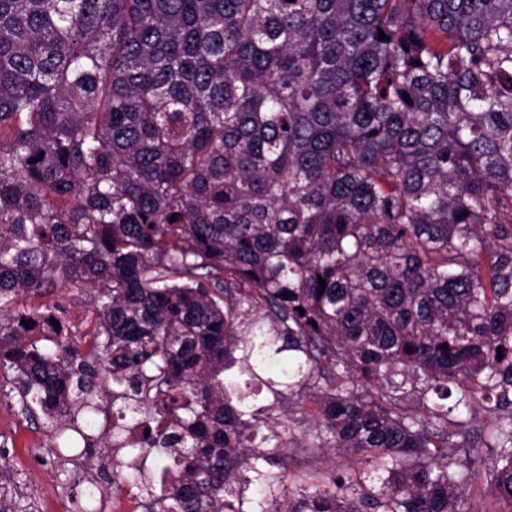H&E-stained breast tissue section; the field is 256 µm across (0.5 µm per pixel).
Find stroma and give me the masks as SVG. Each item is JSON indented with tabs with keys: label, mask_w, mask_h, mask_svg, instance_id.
<instances>
[{
	"label": "stroma",
	"mask_w": 512,
	"mask_h": 512,
	"mask_svg": "<svg viewBox=\"0 0 512 512\" xmlns=\"http://www.w3.org/2000/svg\"><path fill=\"white\" fill-rule=\"evenodd\" d=\"M0 512H54L64 499L67 512H89L96 504L91 488L107 489L98 469L82 461H62L50 432L23 415L14 399L0 388Z\"/></svg>",
	"instance_id": "stroma-1"
}]
</instances>
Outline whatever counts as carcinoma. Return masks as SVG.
Here are the masks:
<instances>
[{
    "label": "carcinoma",
    "mask_w": 512,
    "mask_h": 512,
    "mask_svg": "<svg viewBox=\"0 0 512 512\" xmlns=\"http://www.w3.org/2000/svg\"><path fill=\"white\" fill-rule=\"evenodd\" d=\"M0 370L143 512H512V0H0ZM52 291V293L45 294L41 297L32 296L30 299L27 300V302L29 305L30 303H32L35 307H38L40 304L52 305V303L55 301H66L69 306V315L72 316L73 311H75L79 314L81 321L86 310L85 293H79L77 291H67L66 289L63 288H56ZM295 461L290 464L288 473L283 477V483L288 485L289 482L297 480L303 473L316 469H340L344 467L347 462L342 456L335 458L323 457L318 450L312 448H298L292 452Z\"/></svg>",
    "instance_id": "1"
}]
</instances>
